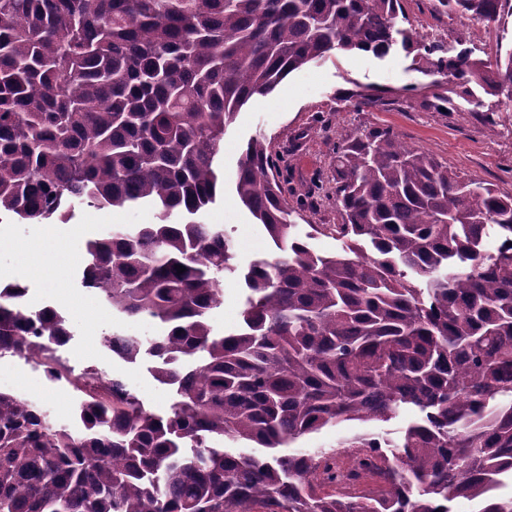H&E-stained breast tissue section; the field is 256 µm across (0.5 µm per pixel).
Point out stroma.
Instances as JSON below:
<instances>
[{
    "label": "stroma",
    "mask_w": 512,
    "mask_h": 512,
    "mask_svg": "<svg viewBox=\"0 0 512 512\" xmlns=\"http://www.w3.org/2000/svg\"><path fill=\"white\" fill-rule=\"evenodd\" d=\"M411 23L421 31L463 34L475 52L501 45L512 51V17L494 28L454 15L434 13L432 0H406ZM429 78L412 69V58L402 49L382 59L360 51L340 53L305 66L287 76L270 95L249 102L224 134L219 166L224 188L202 216L219 224L230 238L239 264L259 256L276 255L277 249L240 203L235 192L238 162L249 138L263 136L289 162L290 202L297 208L299 234H312V247L320 252L340 250L334 228L341 221L331 195V162L341 136L373 128L392 130L407 145L422 149L461 177L493 185L512 193V111L495 113L494 123L472 112H435L426 106L424 84ZM379 89L382 105L355 110L345 100L352 90ZM149 206L96 209L75 205L66 222L28 224L12 214L0 215V234L10 245L0 249V284L22 281L28 288L29 308L52 306L64 312L71 324L68 343L55 355L74 372L94 366L105 375L124 378L128 389L148 409L169 413L172 392L149 373L148 360L128 363L112 353L106 339L118 333L145 339L156 335L155 323L129 318L101 301L94 289L83 287L79 274L87 261L88 241L107 238L133 224L155 223ZM223 302L210 311L214 333L238 327L243 301L239 280L223 282ZM0 390L26 396L54 424L73 421L76 401L69 387L45 380L33 361L12 355L0 357Z\"/></svg>",
    "instance_id": "35a3bbf8"
}]
</instances>
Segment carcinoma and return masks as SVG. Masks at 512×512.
Listing matches in <instances>:
<instances>
[{
    "mask_svg": "<svg viewBox=\"0 0 512 512\" xmlns=\"http://www.w3.org/2000/svg\"><path fill=\"white\" fill-rule=\"evenodd\" d=\"M404 0H0V212L32 224L91 207L155 208L157 222L90 241L82 284L127 317L161 326L112 335V352L154 360L176 395L167 417L124 380L50 425L0 391V512H512V194L462 180L389 129L346 135L332 161L340 251L296 232L271 142L238 163L240 202L281 251L242 266L224 229L198 220L222 187L217 158L241 108L339 52L396 47L425 60L428 107L477 112L512 101V52L482 58L419 32ZM486 27L512 0H437ZM408 26H403V23ZM357 110L380 96L350 93ZM186 271L179 274L174 266ZM248 290L237 330L208 313L224 277ZM0 286V355L47 367L66 317ZM420 414L397 440L357 434L338 453L290 452L346 421ZM235 444L224 447V442ZM272 450L257 456L240 448Z\"/></svg>",
    "mask_w": 512,
    "mask_h": 512,
    "instance_id": "1",
    "label": "carcinoma"
}]
</instances>
